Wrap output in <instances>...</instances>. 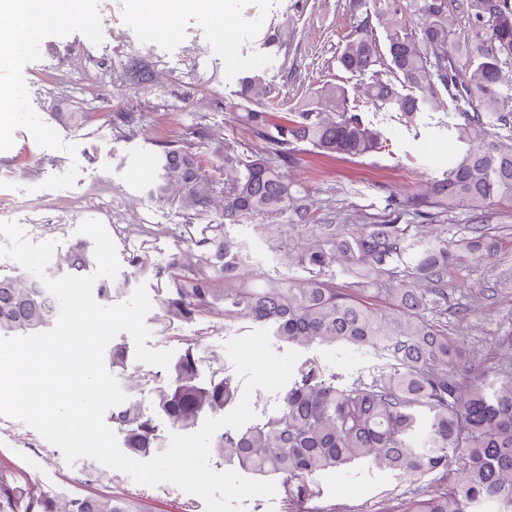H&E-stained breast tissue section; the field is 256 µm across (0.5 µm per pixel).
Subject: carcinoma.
<instances>
[{
    "label": "carcinoma",
    "mask_w": 512,
    "mask_h": 512,
    "mask_svg": "<svg viewBox=\"0 0 512 512\" xmlns=\"http://www.w3.org/2000/svg\"><path fill=\"white\" fill-rule=\"evenodd\" d=\"M350 0L355 21L337 56L340 70L364 79L366 103L415 123L448 93V109L461 150L442 176L395 201L416 224H310L312 207L301 186L281 169L305 148L322 156L360 159L389 150L366 122L345 86L325 79L290 106L267 96L262 79L242 78L241 121L261 150L224 147V216H281L284 224H257L268 249L288 265L315 273L307 279L242 280L251 255L224 228L181 241L158 277L169 284L162 301L168 321L219 316L224 323L266 325L278 341L305 348L347 345L381 352L387 363L346 385L326 375L315 357L299 367L282 395L281 412L239 432L215 436L211 448L224 461L261 476H277L285 512H336L319 502L316 476L367 464L399 477L439 473L449 479L435 493L421 492L398 512H512V362L487 382L482 366L465 374L463 342L440 321L448 301V274L465 257L491 258L497 241L475 224L459 239L422 242L421 230L448 211H483L512 204V0ZM382 33H376V27ZM267 101H257V96ZM151 194H181L191 207L212 202L214 186L195 153L166 149ZM79 245L70 269L93 264ZM338 265L356 284L373 286L381 304L360 299L318 273ZM54 303L27 274L0 275V336H24L48 327ZM197 348L188 345L171 366L152 406L134 399L110 420L135 456L160 453L163 425L189 430L201 417L224 411L235 399L233 382L215 371L200 378ZM428 432L420 448L414 436ZM462 466L453 468V462ZM0 512H143L131 500L97 494L61 502L0 469Z\"/></svg>",
    "instance_id": "cac0c4a2"
}]
</instances>
